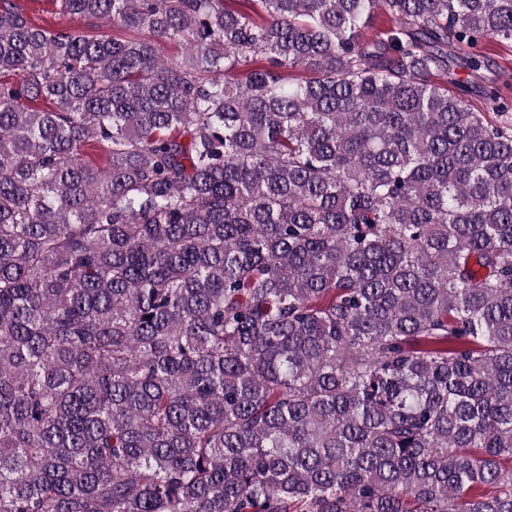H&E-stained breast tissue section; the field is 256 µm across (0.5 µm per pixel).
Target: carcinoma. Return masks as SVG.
Listing matches in <instances>:
<instances>
[{"label": "carcinoma", "instance_id": "1", "mask_svg": "<svg viewBox=\"0 0 512 512\" xmlns=\"http://www.w3.org/2000/svg\"><path fill=\"white\" fill-rule=\"evenodd\" d=\"M52 2L148 36L0 0V512H512V0ZM18 3L24 8V12L30 18L32 23L36 25H44V21L50 20L52 5L49 1L40 0H17ZM477 52L484 55L489 64V70L497 76V86L504 97L512 102V47L508 44H498L495 41L485 40ZM510 84L509 88H504Z\"/></svg>", "mask_w": 512, "mask_h": 512}]
</instances>
